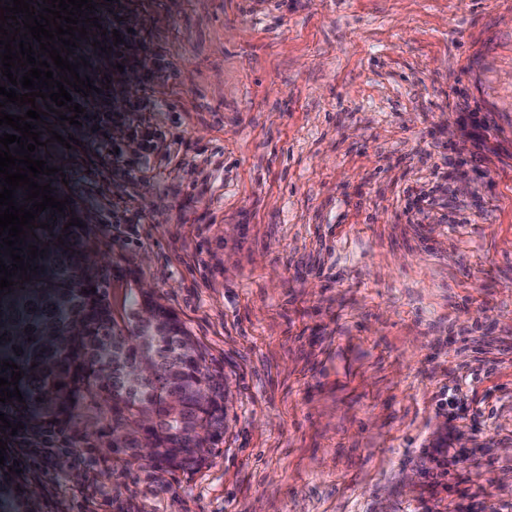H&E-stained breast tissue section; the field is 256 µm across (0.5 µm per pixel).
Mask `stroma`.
<instances>
[{
  "mask_svg": "<svg viewBox=\"0 0 512 512\" xmlns=\"http://www.w3.org/2000/svg\"><path fill=\"white\" fill-rule=\"evenodd\" d=\"M94 14L101 110L47 116L77 144L38 181L92 217L116 322L153 295L231 401L191 469L119 459L96 409L0 434L40 512H512V0Z\"/></svg>",
  "mask_w": 512,
  "mask_h": 512,
  "instance_id": "35a3bbf8",
  "label": "stroma"
}]
</instances>
